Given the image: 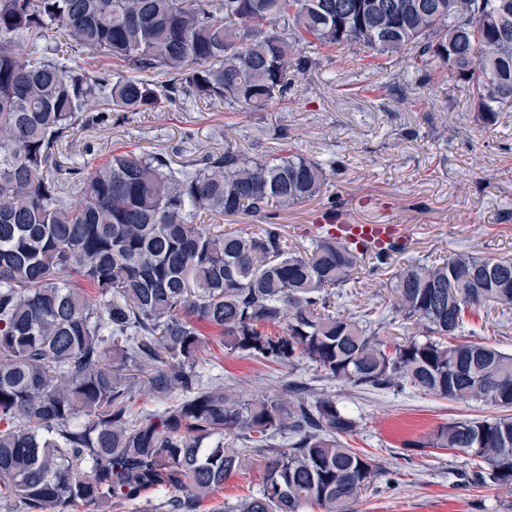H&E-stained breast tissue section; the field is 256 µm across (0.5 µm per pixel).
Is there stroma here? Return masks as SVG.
<instances>
[{
  "label": "stroma",
  "instance_id": "obj_1",
  "mask_svg": "<svg viewBox=\"0 0 512 512\" xmlns=\"http://www.w3.org/2000/svg\"><path fill=\"white\" fill-rule=\"evenodd\" d=\"M396 86L407 103L396 101ZM229 128L254 157L286 149L344 165L326 170L322 196L281 212L289 249L310 248L332 211L340 224L399 225L406 243L391 259L397 268L462 250L512 259V108L484 126L466 88L445 73L434 84L415 83L404 55L383 61L352 47L322 59L286 100L258 112L203 102L129 112L80 130L60 146L57 160L91 167L115 152L162 151L181 169L223 150ZM188 131L194 138L187 144ZM392 304L390 291L363 271L336 300L340 313L372 319L390 314ZM480 315L482 341L512 352V309L492 303ZM201 331L203 382L249 400L283 397L295 386L326 392L359 420L349 442L375 456L384 474L353 503V512H512L511 491L467 482L464 453L412 445L441 424L496 415V407L412 389H361L318 378L305 365L273 369L226 350L218 330L205 325ZM262 476V463L254 462L226 480L199 512H222L225 503L257 493Z\"/></svg>",
  "mask_w": 512,
  "mask_h": 512
}]
</instances>
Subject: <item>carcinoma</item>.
Listing matches in <instances>:
<instances>
[{
	"mask_svg": "<svg viewBox=\"0 0 512 512\" xmlns=\"http://www.w3.org/2000/svg\"><path fill=\"white\" fill-rule=\"evenodd\" d=\"M341 1L372 2L0 0V501L15 512H111L150 489L171 492L165 512H198L256 454L261 489L224 512H349L382 471L345 441L357 419L328 394L251 401L203 384L201 323L270 367L305 363L355 387L501 409L410 446L459 450L473 483L512 488V354L462 339L482 304L512 306V260L457 251L392 272L395 244L374 250L330 227L308 252H288L274 219L324 192L323 165L252 158L227 134L224 151L189 169L160 152L114 153L87 171L56 160L113 112L188 101L261 111L318 65L314 46L407 49L428 85L451 40L449 75L485 123L512 107V0L365 15ZM99 56L137 75L97 69ZM242 212L268 224L197 223ZM366 253L422 339L390 347L382 322L336 312ZM140 391L167 405L134 409Z\"/></svg>",
	"mask_w": 512,
	"mask_h": 512,
	"instance_id": "carcinoma-1",
	"label": "carcinoma"
}]
</instances>
